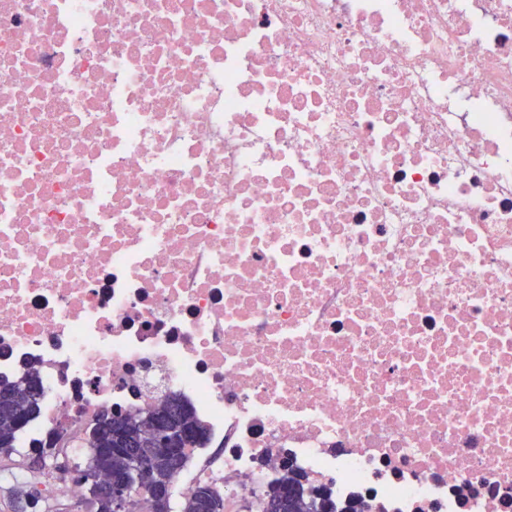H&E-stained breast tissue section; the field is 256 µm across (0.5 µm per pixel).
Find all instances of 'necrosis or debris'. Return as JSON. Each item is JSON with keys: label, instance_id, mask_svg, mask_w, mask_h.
<instances>
[{"label": "necrosis or debris", "instance_id": "1", "mask_svg": "<svg viewBox=\"0 0 512 512\" xmlns=\"http://www.w3.org/2000/svg\"><path fill=\"white\" fill-rule=\"evenodd\" d=\"M23 447L175 398L225 512L284 456L512 512V0H0Z\"/></svg>", "mask_w": 512, "mask_h": 512}]
</instances>
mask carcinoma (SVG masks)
<instances>
[{
	"label": "carcinoma",
	"mask_w": 512,
	"mask_h": 512,
	"mask_svg": "<svg viewBox=\"0 0 512 512\" xmlns=\"http://www.w3.org/2000/svg\"><path fill=\"white\" fill-rule=\"evenodd\" d=\"M27 386V393L16 392L18 384ZM42 389L39 372L30 369L20 382L0 380V455H10L16 448L19 433L38 413ZM136 415L123 410L105 412L97 416L91 431L83 439L88 448L86 465H70L68 460L55 461L53 468L73 475V480L90 485L101 476L112 478V483H123L128 478L127 458L141 448L153 447V441L137 432ZM175 449H160L154 453L157 489L172 496L173 487L180 471L171 465ZM301 469L293 460L275 482L264 503L263 512H346L336 510V501L328 498L327 509H318L317 495L321 489L305 490L299 478ZM178 512H224V499L210 486L198 485L178 502Z\"/></svg>",
	"instance_id": "obj_1"
}]
</instances>
